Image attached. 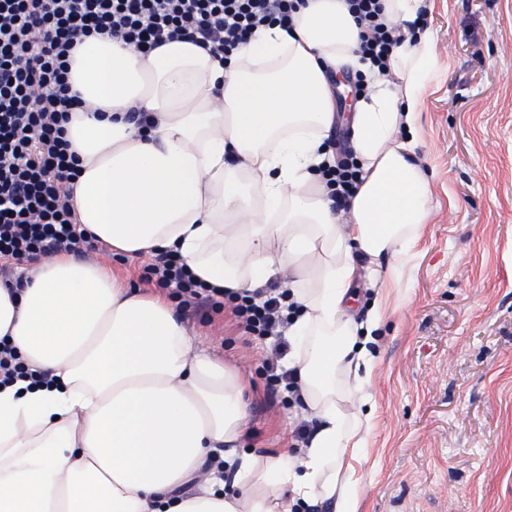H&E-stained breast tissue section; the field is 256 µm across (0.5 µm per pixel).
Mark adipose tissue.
Segmentation results:
<instances>
[{
    "label": "adipose tissue",
    "mask_w": 512,
    "mask_h": 512,
    "mask_svg": "<svg viewBox=\"0 0 512 512\" xmlns=\"http://www.w3.org/2000/svg\"><path fill=\"white\" fill-rule=\"evenodd\" d=\"M407 32L386 69L364 60L345 0H305L292 29L256 31L231 60L172 41L140 55L82 39L68 126L76 221L113 251L173 248L200 280L234 292L288 286V334L314 430L299 462L239 452L249 382L196 349L157 293L59 254L0 285V339L46 373L0 384V512H358L360 441L338 376L361 387L377 361L389 288L430 218L415 160L432 36L425 0H384ZM361 73L351 114L358 185L335 207L321 177L336 119L330 76ZM138 108L150 128L129 122ZM374 290L356 318L357 288ZM271 488L254 497L249 479Z\"/></svg>",
    "instance_id": "adipose-tissue-1"
}]
</instances>
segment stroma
I'll return each instance as SVG.
<instances>
[{
  "label": "stroma",
  "mask_w": 512,
  "mask_h": 512,
  "mask_svg": "<svg viewBox=\"0 0 512 512\" xmlns=\"http://www.w3.org/2000/svg\"><path fill=\"white\" fill-rule=\"evenodd\" d=\"M436 67L416 150L430 220L362 390L361 512H512V0H435ZM194 345L248 374L239 447L292 453L304 404L262 368L286 336L187 314Z\"/></svg>",
  "instance_id": "35a3bbf8"
}]
</instances>
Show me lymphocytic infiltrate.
Returning a JSON list of instances; mask_svg holds the SVG:
<instances>
[{
  "mask_svg": "<svg viewBox=\"0 0 512 512\" xmlns=\"http://www.w3.org/2000/svg\"><path fill=\"white\" fill-rule=\"evenodd\" d=\"M363 29L361 50L386 67L403 34L383 20L381 0H348ZM303 0H0V260L18 265L95 249L76 228L67 185L78 163L66 138L80 105L69 75L78 41L96 35L147 53L185 40L231 59L260 27L289 26ZM182 307L206 312L232 299L246 332L261 338L290 320L287 291L228 296L197 280L172 252L148 267Z\"/></svg>",
  "mask_w": 512,
  "mask_h": 512,
  "instance_id": "obj_1",
  "label": "lymphocytic infiltrate"
}]
</instances>
